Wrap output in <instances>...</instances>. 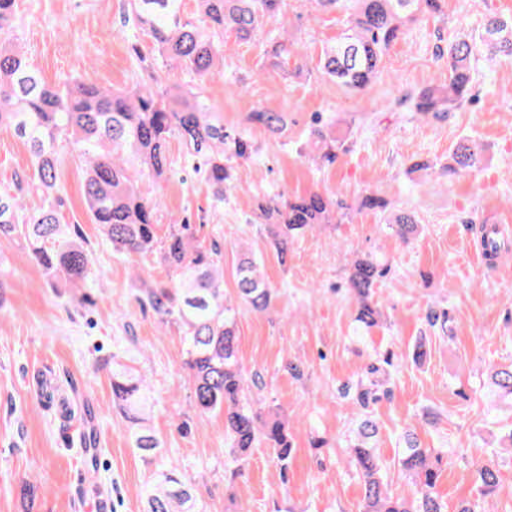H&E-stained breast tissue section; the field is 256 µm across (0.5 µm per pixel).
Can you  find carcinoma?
<instances>
[{
	"mask_svg": "<svg viewBox=\"0 0 512 512\" xmlns=\"http://www.w3.org/2000/svg\"><path fill=\"white\" fill-rule=\"evenodd\" d=\"M320 12L341 11L347 25L319 56L322 74L351 92L366 91L379 73L384 55L402 38L408 26L425 15L442 11L443 0H307ZM196 16L185 14L182 0H128L124 24L131 31L130 50L141 80L130 89H109L84 80L46 85L25 61L16 45V0H0V130L26 140L32 153L28 190L42 204L30 208L22 194L0 195V239L25 241L30 259L52 279L74 287L96 288L98 282L90 249L72 225L62 223L64 199L57 186L60 143L72 147L84 164L83 197L93 223L99 225L112 253L158 254L176 275L171 283L145 288L139 297L163 323L180 329L185 344L184 364L189 371L193 404L201 413H224V453L238 467L247 452L261 445L271 449L288 470L292 445L288 426L278 418L265 419L255 395L263 386L261 375L247 373L238 347L237 308L224 297L223 254L204 246L190 224H171L158 234L155 203L138 186L142 178H168L173 160L169 143L178 137L188 155L198 161L195 171L211 187L214 206L237 189L234 169L253 156V145L239 133L224 131L200 93L166 83L156 58L142 52L141 41H152L171 65L199 78L223 74L224 34L249 41L281 11L283 0H195ZM262 70L300 77L307 71V47L288 34L265 37ZM490 55L512 57V18L489 20L476 34H462L439 50L446 60L448 80L429 84L407 98L421 120L439 119L470 98L475 80L473 61L480 49ZM295 59L293 69L288 60ZM249 119L271 134L288 131L281 112L258 108ZM356 134L353 126L332 123L313 127L307 156L320 166L336 163ZM485 146L476 138L461 139L449 153L442 171L450 176L468 174L484 158ZM338 203L314 191L303 196L257 197L256 223L264 226L277 258L284 264L289 243L318 224H337ZM389 228L407 243L419 231L413 214L400 211L387 219ZM388 265L372 257L358 258L348 279V290L358 303L357 321L365 328L379 324L382 310L374 300V286ZM238 299L256 312L268 309L274 290L253 253H241L237 266ZM393 354L388 352L367 365L364 376L346 383L340 396L366 410L391 392ZM488 378L501 399L512 401V365L493 366ZM112 399L128 423L133 447L152 453L161 447L148 421L151 391L134 368L115 364ZM377 426L363 419L355 430L349 464L364 486L360 512H445L436 491L442 457L406 432L397 464L407 478L409 493H393L376 447ZM479 495L500 489L498 463L476 462ZM146 512H194L192 494L176 470L156 473L146 489Z\"/></svg>",
	"mask_w": 512,
	"mask_h": 512,
	"instance_id": "1",
	"label": "carcinoma"
}]
</instances>
